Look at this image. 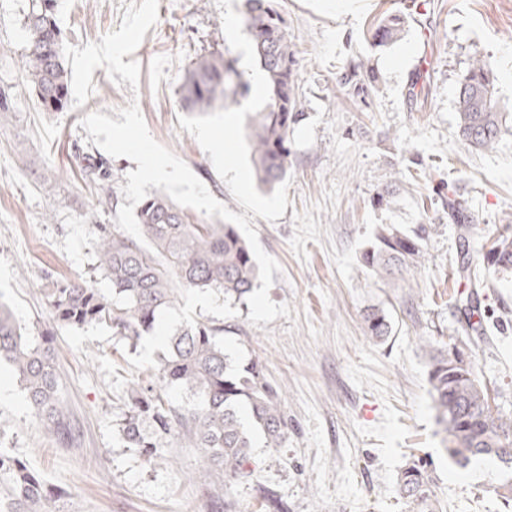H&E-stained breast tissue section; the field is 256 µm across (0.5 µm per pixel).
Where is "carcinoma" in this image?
Here are the masks:
<instances>
[{"mask_svg": "<svg viewBox=\"0 0 512 512\" xmlns=\"http://www.w3.org/2000/svg\"><path fill=\"white\" fill-rule=\"evenodd\" d=\"M56 0H31L27 14L29 41L39 37L44 48L28 46L21 70L38 94L44 110L61 112L70 102L65 55L55 17ZM243 24L253 40V51L266 75L265 105L253 122L248 139L258 181L269 188L287 175L288 135L302 117L295 81V52L288 32L270 0H245ZM401 19L379 24L373 38L378 45L395 41ZM249 84L235 61L213 52L197 57L181 86V101L205 114L224 106L230 97H246ZM458 135L476 150H492L505 123L493 95L487 60L478 58L462 75L455 102ZM86 176L111 180L104 161L83 165ZM448 217L459 224L462 238L472 233L469 216L454 195L446 202ZM140 236L129 237L97 225V268L112 284V294L78 282L50 278L45 298L55 320L69 328L105 324L136 346L165 309L178 302L177 286L216 291L229 300H241L255 288L258 266L248 243L232 224H204L156 194L135 213ZM423 227L407 234L392 225L378 230L375 244L363 254V263L377 275L409 270L422 263ZM498 273L512 272V236L499 235L483 253ZM366 333L382 340L390 322L376 309L364 317ZM224 328L197 321L166 337L167 351L157 368L166 386L185 391L189 401L176 407L153 385H138L119 427L128 447L146 463L159 456L160 441L180 447L184 438L201 450L206 460L230 476L242 473L252 459L253 432L268 448H280L288 420L279 393L266 379L263 363L253 358L237 368L224 353ZM427 355V382L443 434L448 459L461 467L477 458H489L512 473V416L495 404L478 372L477 354L468 342L457 340L438 347L423 340ZM9 363L23 384L31 414L60 443L74 447L80 433L71 420L62 394L58 352L49 333L32 334L21 327L9 305L0 301V361ZM436 476L430 465L412 460L400 470L396 490L408 512H445L435 493ZM61 494L24 461L0 448V512H47Z\"/></svg>", "mask_w": 512, "mask_h": 512, "instance_id": "1", "label": "carcinoma"}]
</instances>
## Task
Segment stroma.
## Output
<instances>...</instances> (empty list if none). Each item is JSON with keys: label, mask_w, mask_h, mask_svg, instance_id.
Instances as JSON below:
<instances>
[{"label": "stroma", "mask_w": 512, "mask_h": 512, "mask_svg": "<svg viewBox=\"0 0 512 512\" xmlns=\"http://www.w3.org/2000/svg\"><path fill=\"white\" fill-rule=\"evenodd\" d=\"M296 53L302 117L289 133L283 182L258 184L247 125L264 107L252 93L200 115L179 95L195 58L218 51L243 75L258 70L241 22L243 0H57L70 107L43 111L19 68L29 0H0V294L18 323L53 334L76 448L41 428L17 377L0 399V448L65 495L66 512H268L263 490L287 512H405L393 493L411 458L430 460L448 512H504L493 486L507 472L489 459L452 464L427 383L421 337H465L456 300L459 228L447 192L473 217L472 260L492 236L512 234V129L489 151L457 134V80L492 65L494 95L512 114V0H271ZM403 20L386 46L373 24ZM374 72L360 93L342 86L352 64ZM147 137L168 173H147L135 142ZM233 144L235 172L224 168ZM104 159L111 184L85 177L83 156ZM167 195L198 219L234 225L252 247L258 285L240 301L181 288L165 330L204 321L224 329L235 361L260 359L288 419L283 447L255 436L253 469L211 467L191 445L144 464L118 432L134 383L153 376L164 346L146 352L104 325L67 328L51 317L48 276L110 291L96 268L98 225L133 236L141 201ZM109 197L101 207V197ZM429 226L421 269L378 277L363 264L382 225ZM486 336L478 367L512 414V274L483 271ZM383 309L392 333L365 331Z\"/></svg>", "instance_id": "35a3bbf8"}]
</instances>
